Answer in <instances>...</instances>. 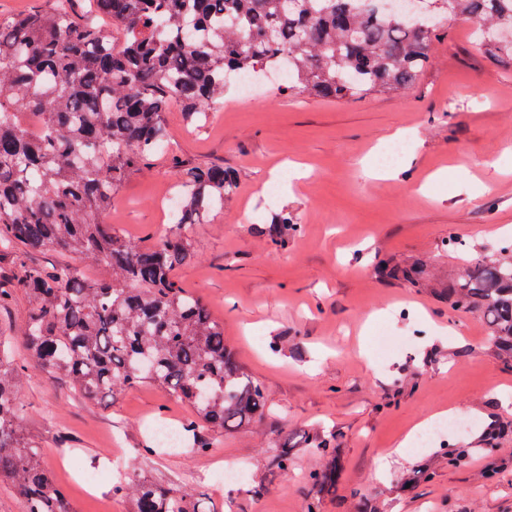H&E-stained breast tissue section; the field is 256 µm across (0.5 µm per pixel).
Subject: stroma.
<instances>
[{"label":"stroma","mask_w":512,"mask_h":512,"mask_svg":"<svg viewBox=\"0 0 512 512\" xmlns=\"http://www.w3.org/2000/svg\"><path fill=\"white\" fill-rule=\"evenodd\" d=\"M474 29L452 22L418 83L395 93L286 96L268 72L254 98L226 92L200 131L169 110L170 150L240 174L223 210L187 229L194 256L176 276L223 322L239 360L265 386L271 412L256 432L211 433L203 455H129L157 412L176 427L189 409L151 386L77 403L66 383L33 368L26 302L0 307L11 358L31 367L20 419L74 512H128L110 488L140 476L190 488L202 512H305L316 458L299 455L282 477L268 473L265 457L284 435L316 426L341 432L344 450L336 495L321 512H358L366 500L385 501V512H512V366L482 322L449 310L446 289L463 261L442 248L452 234L470 255H484L512 231V66L481 56ZM403 132L408 154L377 175L373 153ZM176 183L159 154L116 193L104 223L133 243L162 238ZM283 206L304 230L276 252L262 220ZM382 260L421 264L434 289L379 276ZM443 411L501 426L494 450L441 469L413 495L393 492L420 463L400 441ZM90 454L93 487L80 473ZM227 465L246 467L264 493L224 485ZM490 469L494 482L476 480Z\"/></svg>","instance_id":"stroma-1"}]
</instances>
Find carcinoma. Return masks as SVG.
<instances>
[{
  "instance_id": "obj_1",
  "label": "carcinoma",
  "mask_w": 512,
  "mask_h": 512,
  "mask_svg": "<svg viewBox=\"0 0 512 512\" xmlns=\"http://www.w3.org/2000/svg\"><path fill=\"white\" fill-rule=\"evenodd\" d=\"M0 13V242L16 247L14 289L30 307L23 336L42 368L82 401L154 385L191 408L181 445L203 454L201 429L251 432L270 412L261 384L239 364L224 325L175 278L192 256L183 230L207 223L239 185L238 173L171 158L178 176L173 229L135 245L102 222L112 197L168 144L166 114L179 107L201 128L205 108L224 103L242 74L288 68L278 88L343 100L416 84L448 20H470L490 61L512 62V0H422L423 12L386 11L380 0H92L74 17L63 3ZM268 245L300 230L288 208L271 214ZM73 253L110 275L88 281L51 252ZM512 243L469 260L448 284V306L484 322L500 357L512 361ZM27 367L0 354V481L24 512H72L40 448L20 432ZM322 458L309 475L307 512H320L343 471L336 433L295 432L268 449L266 468L288 475L296 450ZM427 460L399 492L434 478ZM129 512H197L191 494L146 478L112 485Z\"/></svg>"
}]
</instances>
